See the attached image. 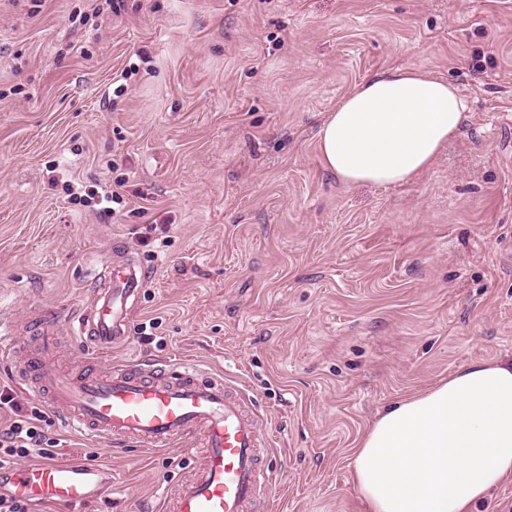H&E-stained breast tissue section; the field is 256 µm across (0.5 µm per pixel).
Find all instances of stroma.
<instances>
[{
    "label": "stroma",
    "mask_w": 512,
    "mask_h": 512,
    "mask_svg": "<svg viewBox=\"0 0 512 512\" xmlns=\"http://www.w3.org/2000/svg\"><path fill=\"white\" fill-rule=\"evenodd\" d=\"M402 66L461 90V135L405 185L341 183L324 117ZM111 191L117 215L88 204ZM125 258L127 341L61 364L193 361L268 422L253 512H369L351 463L377 415L512 356V0H0V314L75 318ZM47 420L54 454L112 470L86 512H162L202 460Z\"/></svg>",
    "instance_id": "35a3bbf8"
}]
</instances>
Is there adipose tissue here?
I'll return each instance as SVG.
<instances>
[{
	"label": "adipose tissue",
	"instance_id": "obj_1",
	"mask_svg": "<svg viewBox=\"0 0 512 512\" xmlns=\"http://www.w3.org/2000/svg\"><path fill=\"white\" fill-rule=\"evenodd\" d=\"M468 110L452 83L418 68L375 73L317 134L323 169L345 184L400 186L459 136ZM370 512H471L512 479V360L473 363L390 405L352 458Z\"/></svg>",
	"mask_w": 512,
	"mask_h": 512
}]
</instances>
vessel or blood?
Instances as JSON below:
<instances>
[{
  "label": "vessel or blood",
  "mask_w": 512,
  "mask_h": 512,
  "mask_svg": "<svg viewBox=\"0 0 512 512\" xmlns=\"http://www.w3.org/2000/svg\"><path fill=\"white\" fill-rule=\"evenodd\" d=\"M144 284L145 272L137 262L114 263L106 288L77 321L35 315L29 329L37 349L16 370L15 379L66 426L89 436L168 448L201 435L202 462L168 498V512H249L274 476L261 459L267 446L264 423L239 388L188 363L155 360L105 371L91 366L77 375L55 364L67 338L99 350L125 342ZM20 351L13 326L0 321V359L15 360ZM111 488L110 468L74 457L0 468V492L38 508L53 505L73 512Z\"/></svg>",
  "instance_id": "vessel-or-blood-1"
}]
</instances>
